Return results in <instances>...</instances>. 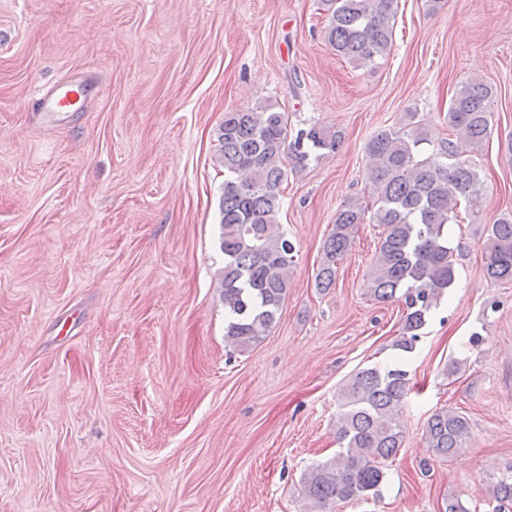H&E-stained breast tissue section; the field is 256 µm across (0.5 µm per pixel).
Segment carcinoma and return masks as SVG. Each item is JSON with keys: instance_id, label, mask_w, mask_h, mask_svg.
I'll list each match as a JSON object with an SVG mask.
<instances>
[{"instance_id": "1", "label": "carcinoma", "mask_w": 512, "mask_h": 512, "mask_svg": "<svg viewBox=\"0 0 512 512\" xmlns=\"http://www.w3.org/2000/svg\"><path fill=\"white\" fill-rule=\"evenodd\" d=\"M327 24L324 38L336 54L366 66L391 49L398 0H320ZM493 90L472 79L462 85L448 107L455 139L438 142V152L423 157L433 143L427 126L407 116L400 127L376 133L367 144L372 202L342 205L322 255L315 283L330 288L337 265L352 247L358 226L382 227L368 290L374 300H400L406 307L396 349L413 352L431 311L456 279L448 223L461 203L478 206L482 181L477 169L460 159L461 148H480L491 135ZM217 161L224 167L220 208V249L224 253L222 296L225 338L239 351L259 344L277 321L291 286L288 276L295 247L277 224L281 185L288 171L333 152L341 132L312 125L288 139V115L273 104L224 113ZM484 274L494 284L512 283V215L496 220L484 245ZM413 389L409 371L396 362L362 369L339 389L336 441L332 458L311 466L302 478L309 512H326L338 502L378 495L387 463L403 444L399 413ZM425 443L448 458L465 447L470 424L463 414L442 409L430 416ZM485 512H512V468L489 489Z\"/></svg>"}]
</instances>
